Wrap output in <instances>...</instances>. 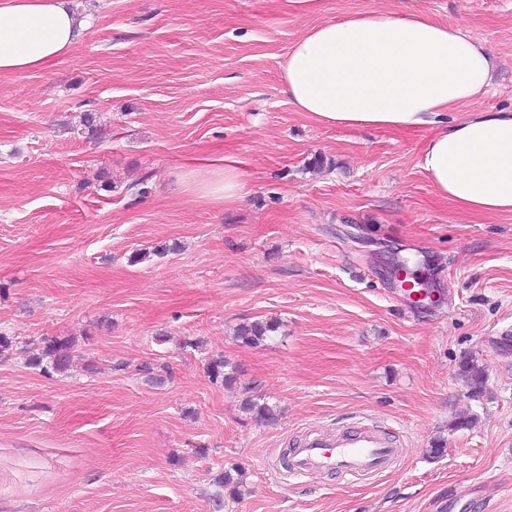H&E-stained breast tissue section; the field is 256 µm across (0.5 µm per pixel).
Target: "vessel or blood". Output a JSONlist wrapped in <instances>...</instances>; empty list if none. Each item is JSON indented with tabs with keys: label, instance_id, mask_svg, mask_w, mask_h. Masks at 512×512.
Segmentation results:
<instances>
[{
	"label": "vessel or blood",
	"instance_id": "vessel-or-blood-1",
	"mask_svg": "<svg viewBox=\"0 0 512 512\" xmlns=\"http://www.w3.org/2000/svg\"><path fill=\"white\" fill-rule=\"evenodd\" d=\"M399 458L400 450L393 447L383 426L364 421L333 434L308 435L295 449L288 470L302 478L335 472L353 481L376 477Z\"/></svg>",
	"mask_w": 512,
	"mask_h": 512
}]
</instances>
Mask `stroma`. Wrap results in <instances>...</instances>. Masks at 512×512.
Masks as SVG:
<instances>
[{
    "mask_svg": "<svg viewBox=\"0 0 512 512\" xmlns=\"http://www.w3.org/2000/svg\"><path fill=\"white\" fill-rule=\"evenodd\" d=\"M74 7L93 22L66 56L0 76V330L72 336L80 354L53 376L0 359V512H214L212 478L235 467L243 494L223 512H478V492L512 512V354L494 342L512 330V214L436 194L420 167L430 130L322 125L280 83L306 29L424 11L497 61L454 117L511 112L512 0ZM227 156L249 182L229 209L186 186ZM393 256L434 301L405 298ZM268 320L263 345L236 338ZM217 353L235 383L208 378ZM467 357L486 374L477 396ZM249 399L278 419L257 422ZM366 419L390 429L396 467L276 478L308 430ZM459 375L473 394H479L485 385V373L477 360L467 358L459 365Z\"/></svg>",
    "mask_w": 512,
    "mask_h": 512,
    "instance_id": "35a3bbf8",
    "label": "stroma"
}]
</instances>
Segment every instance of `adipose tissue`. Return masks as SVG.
Returning <instances> with one entry per match:
<instances>
[{"label": "adipose tissue", "instance_id": "1", "mask_svg": "<svg viewBox=\"0 0 512 512\" xmlns=\"http://www.w3.org/2000/svg\"><path fill=\"white\" fill-rule=\"evenodd\" d=\"M89 19L68 0H0V75H25L67 54ZM493 57L458 24L424 12H357L311 27L281 67L296 111L325 125L432 128L421 168L460 211L512 214V111L447 112L486 94ZM199 198L232 206L248 193L237 162L192 181Z\"/></svg>", "mask_w": 512, "mask_h": 512}]
</instances>
